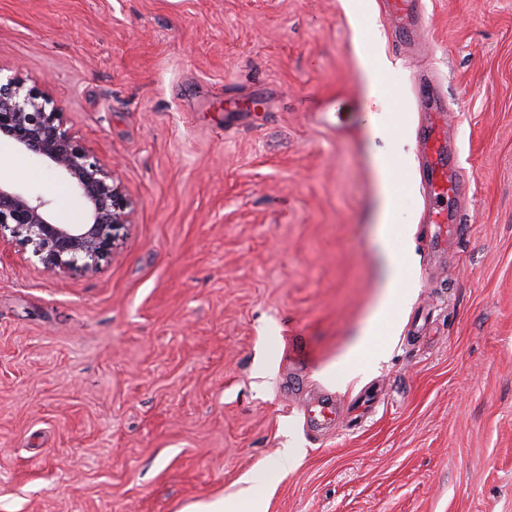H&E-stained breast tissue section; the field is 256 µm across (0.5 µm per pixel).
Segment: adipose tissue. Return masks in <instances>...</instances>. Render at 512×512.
Returning a JSON list of instances; mask_svg holds the SVG:
<instances>
[{"instance_id": "ef3b65f1", "label": "adipose tissue", "mask_w": 512, "mask_h": 512, "mask_svg": "<svg viewBox=\"0 0 512 512\" xmlns=\"http://www.w3.org/2000/svg\"><path fill=\"white\" fill-rule=\"evenodd\" d=\"M360 65L369 99V125L372 131L378 135L387 133L393 140H401L403 131L396 124L394 114L389 109V103L393 97L391 90L382 82L369 56H362ZM374 165L378 178L381 209L379 243L387 259L388 277L383 300L348 354L349 367L358 372L369 369L385 353L392 334V311L396 308H404L412 294L404 255L391 238L388 222L391 213L397 208L407 189L406 184L399 178L400 162L397 154L390 152L376 156Z\"/></svg>"}]
</instances>
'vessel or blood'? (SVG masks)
I'll return each mask as SVG.
<instances>
[{
  "mask_svg": "<svg viewBox=\"0 0 512 512\" xmlns=\"http://www.w3.org/2000/svg\"><path fill=\"white\" fill-rule=\"evenodd\" d=\"M385 13L395 22L399 46L410 44L419 30L430 27L431 20L424 10L422 0H382ZM412 87L417 100L425 104L434 114L445 111L446 106L436 88L429 80L416 77ZM422 164L419 168L425 187L428 204L426 219L431 224H447V238L436 239V248L446 247L448 241L456 240V225L448 224L445 204L450 197L459 196L466 180L459 167L448 164L446 138L436 121L423 126L421 136ZM338 407L327 400L316 401L307 411L306 422L314 428H321L335 421Z\"/></svg>",
  "mask_w": 512,
  "mask_h": 512,
  "instance_id": "obj_1",
  "label": "vessel or blood"
}]
</instances>
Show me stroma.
I'll list each match as a JSON object with an SVG mask.
<instances>
[{"label": "stroma", "instance_id": "stroma-1", "mask_svg": "<svg viewBox=\"0 0 512 512\" xmlns=\"http://www.w3.org/2000/svg\"><path fill=\"white\" fill-rule=\"evenodd\" d=\"M380 2L0 0V76L48 94L133 202L95 273L0 245V512H251V485L264 512H512V0H425L428 41L400 55ZM375 51L406 127L392 221L415 296L355 376L385 284ZM419 68L470 178L440 252ZM15 184L65 223L87 211L43 166ZM323 394L342 419L314 432ZM412 87L417 100L425 104L430 112H433L434 115L445 112L446 105L436 86L431 81L422 77H414L412 79Z\"/></svg>", "mask_w": 512, "mask_h": 512}]
</instances>
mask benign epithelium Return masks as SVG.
<instances>
[{"instance_id": "obj_1", "label": "benign epithelium", "mask_w": 512, "mask_h": 512, "mask_svg": "<svg viewBox=\"0 0 512 512\" xmlns=\"http://www.w3.org/2000/svg\"><path fill=\"white\" fill-rule=\"evenodd\" d=\"M0 136L47 166L86 202V222L65 224L40 196L0 179V242L11 237L60 273L97 270L111 256L115 231L132 202L112 170L82 148L52 99L15 75L0 83Z\"/></svg>"}]
</instances>
